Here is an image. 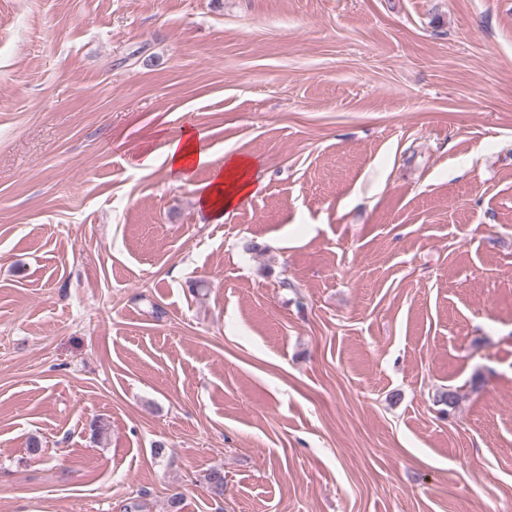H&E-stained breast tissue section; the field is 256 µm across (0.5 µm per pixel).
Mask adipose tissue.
I'll list each match as a JSON object with an SVG mask.
<instances>
[{
    "mask_svg": "<svg viewBox=\"0 0 512 512\" xmlns=\"http://www.w3.org/2000/svg\"><path fill=\"white\" fill-rule=\"evenodd\" d=\"M165 160L168 172L183 182L189 181L197 170L211 168V179L201 185L198 199L200 206L214 216L226 215L258 190L252 176L257 165L254 158L228 155L223 166H213L202 133L192 126L184 127L179 135L168 140Z\"/></svg>",
    "mask_w": 512,
    "mask_h": 512,
    "instance_id": "adipose-tissue-1",
    "label": "adipose tissue"
}]
</instances>
